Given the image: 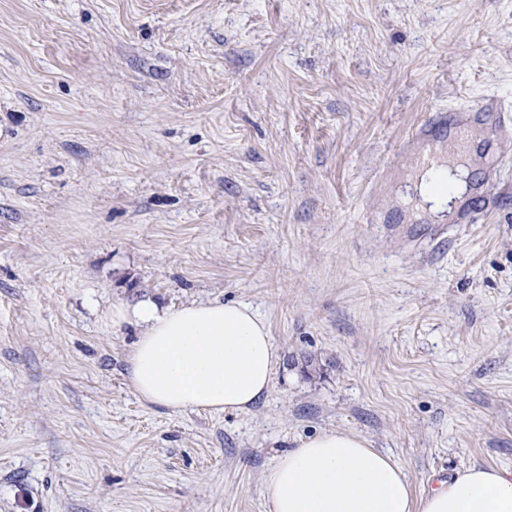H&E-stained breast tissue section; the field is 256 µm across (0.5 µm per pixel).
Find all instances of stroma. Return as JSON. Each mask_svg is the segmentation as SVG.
<instances>
[{"label": "stroma", "instance_id": "1", "mask_svg": "<svg viewBox=\"0 0 512 512\" xmlns=\"http://www.w3.org/2000/svg\"><path fill=\"white\" fill-rule=\"evenodd\" d=\"M490 99L512 0H0V512H269L328 431L420 496L512 469V133L476 223L402 195L412 133ZM144 300L247 305L270 392L142 402Z\"/></svg>", "mask_w": 512, "mask_h": 512}]
</instances>
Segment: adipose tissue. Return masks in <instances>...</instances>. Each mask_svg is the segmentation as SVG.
I'll return each mask as SVG.
<instances>
[{
  "mask_svg": "<svg viewBox=\"0 0 512 512\" xmlns=\"http://www.w3.org/2000/svg\"><path fill=\"white\" fill-rule=\"evenodd\" d=\"M132 314L143 330L127 376L143 401L174 413L246 411L270 391L278 351L247 306L146 302ZM263 494L271 512H512V470L471 466L418 498L390 455L332 431L280 455Z\"/></svg>",
  "mask_w": 512,
  "mask_h": 512,
  "instance_id": "adipose-tissue-1",
  "label": "adipose tissue"
}]
</instances>
